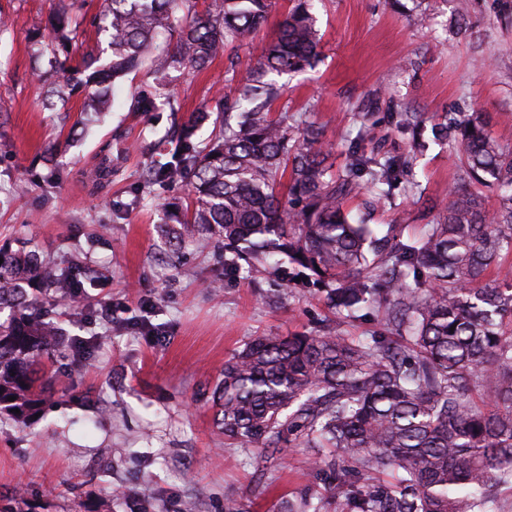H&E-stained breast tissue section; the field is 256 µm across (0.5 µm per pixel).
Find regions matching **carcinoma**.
Instances as JSON below:
<instances>
[{
	"label": "carcinoma",
	"instance_id": "cac0c4a2",
	"mask_svg": "<svg viewBox=\"0 0 512 512\" xmlns=\"http://www.w3.org/2000/svg\"><path fill=\"white\" fill-rule=\"evenodd\" d=\"M78 0H59L55 27L35 67L52 103L86 93L87 112L109 102L108 82L150 66L198 72L228 46L264 27L270 0H106L103 40L67 64ZM261 58L239 57L247 82L219 90L216 117L198 110L178 139L157 142L146 182L186 183L190 201L169 205L166 237H195L200 249L229 246L247 264L275 256L321 287L343 322L378 329L350 336L339 327L292 336H257L224 362L214 402L224 440L263 462L287 447L311 448L302 492L277 512H503L512 492V146L489 131L483 112H454L434 128L455 150L462 185L433 204L434 223L418 234H384L368 215L397 188L425 144L421 114L393 108L389 122L411 135L408 153L368 147L365 117L345 147L344 168L325 165L329 150L304 112L273 111L284 87L275 75L312 66L319 37L313 0H292ZM177 113L162 91L137 98L133 112ZM213 122L207 137L201 130ZM499 193L485 206L483 189ZM363 197L360 214L342 208ZM0 413L24 422L45 401L41 357L67 346L48 311L24 299L22 284L54 292L81 287L80 267L0 247ZM14 401H8V397ZM20 413L15 414L13 410Z\"/></svg>",
	"mask_w": 512,
	"mask_h": 512
}]
</instances>
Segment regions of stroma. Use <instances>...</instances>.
Here are the masks:
<instances>
[{"label":"stroma","mask_w":512,"mask_h":512,"mask_svg":"<svg viewBox=\"0 0 512 512\" xmlns=\"http://www.w3.org/2000/svg\"><path fill=\"white\" fill-rule=\"evenodd\" d=\"M58 0H0L10 28L0 35V246L25 243L55 264L94 272L86 303L96 316L43 295L59 331L87 341L82 357L58 354L55 384L38 418L20 424L0 413V512H271L298 494L310 453L286 448L271 460L272 483L258 487L254 456L225 444L212 392L224 362L255 336L309 332L329 314L317 287L297 270L234 272L225 253L183 248L161 236L166 184L145 186L146 147L170 127V112H134L154 93L137 71L118 79L110 111L91 120L81 97L45 109L46 87L32 71L52 33ZM318 0L314 66L281 76L279 107L308 113L345 164L354 112L375 111L376 148L400 153L406 141L383 111L393 99L423 113L426 125L474 108L491 133L512 144V0ZM229 56L200 73L172 72L181 114L215 110ZM457 159L430 145L411 178L422 199L395 190L372 221L423 226L428 202L458 186ZM219 281L212 291L210 281ZM111 306V319L100 318Z\"/></svg>","instance_id":"35a3bbf8"}]
</instances>
